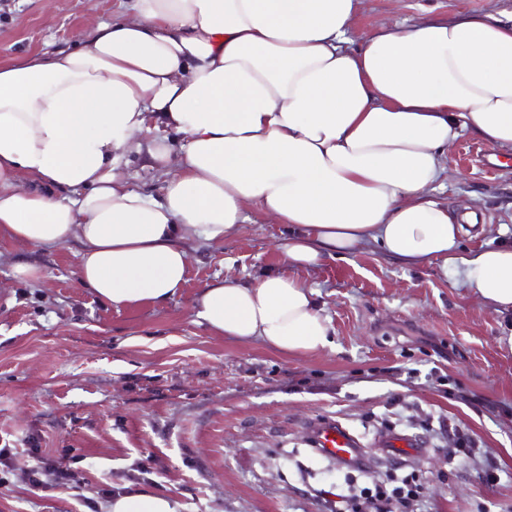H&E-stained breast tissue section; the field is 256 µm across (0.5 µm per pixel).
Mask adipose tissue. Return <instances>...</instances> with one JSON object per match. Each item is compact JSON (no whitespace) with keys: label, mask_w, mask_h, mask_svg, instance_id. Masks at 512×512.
<instances>
[{"label":"adipose tissue","mask_w":512,"mask_h":512,"mask_svg":"<svg viewBox=\"0 0 512 512\" xmlns=\"http://www.w3.org/2000/svg\"><path fill=\"white\" fill-rule=\"evenodd\" d=\"M357 7L127 0L75 50L0 62V232L33 247L76 239L80 285L119 308L174 298L184 241L222 242L256 204L287 227L288 272L215 280L195 316L215 335L288 354L333 345L293 269L370 243L464 273L468 295L512 315V242L461 248L463 222L435 195L463 131L512 148V22L429 16L356 47ZM130 152L162 174L159 195L122 178ZM178 509L130 487L106 505Z\"/></svg>","instance_id":"1"}]
</instances>
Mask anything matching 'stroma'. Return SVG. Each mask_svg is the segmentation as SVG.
I'll return each instance as SVG.
<instances>
[{"instance_id": "stroma-1", "label": "stroma", "mask_w": 512, "mask_h": 512, "mask_svg": "<svg viewBox=\"0 0 512 512\" xmlns=\"http://www.w3.org/2000/svg\"><path fill=\"white\" fill-rule=\"evenodd\" d=\"M119 0H0V60L73 49ZM512 17V0H362L354 40L428 14ZM483 142L466 131L448 150L439 199L472 206L462 238L474 249L512 239V152L500 168L476 161ZM223 242L186 241L187 282L161 303L113 307L78 282L76 240L30 247L0 234V447L83 455L82 491L33 489L18 457L0 482V512H91L103 490L151 482L180 512H321L318 490L347 487L306 443L310 422L332 417L358 435V484L390 469L419 474L425 512H512V319L468 297L457 275L396 262L374 244L353 257L298 270L333 328V348L287 355L261 341L214 335L194 302L217 279L249 280L285 269L283 225L256 205ZM38 279H16V263ZM454 347L439 358L425 337ZM476 394L480 407L456 399ZM451 421L490 448L500 481L453 463ZM416 439L421 455L390 462L378 435Z\"/></svg>"}]
</instances>
